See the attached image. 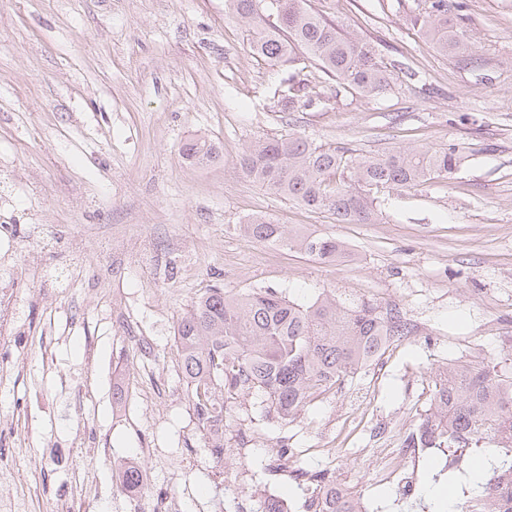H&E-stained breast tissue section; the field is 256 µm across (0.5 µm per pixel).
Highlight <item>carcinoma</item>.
Instances as JSON below:
<instances>
[{"label": "carcinoma", "mask_w": 512, "mask_h": 512, "mask_svg": "<svg viewBox=\"0 0 512 512\" xmlns=\"http://www.w3.org/2000/svg\"><path fill=\"white\" fill-rule=\"evenodd\" d=\"M229 16L243 29L249 50L275 65L289 66L301 51L343 87L365 96L393 84L374 46L342 32L307 7V0H227ZM448 0H418L411 22L441 55L463 58L471 45ZM274 15L278 24L266 22ZM310 106L304 87L288 78L281 110ZM464 147L423 144L368 156L319 144L306 134L266 138L242 153V173L266 189L312 210L327 212L343 224H370L377 216L371 193L379 188L405 189L446 179L457 171ZM185 159L207 165L217 146L198 136L182 146ZM259 243L300 251L318 261L339 258L346 243L315 233H291L282 224L254 217L239 225ZM410 324L396 309L382 310L368 301L341 299L323 291L307 303H296L267 288L229 294L214 286L196 295L175 331L181 369L191 385L190 401L209 433L224 429L228 400L253 392L263 396L267 412L286 421L304 410L336 382L355 373L385 350V337L405 336ZM489 361L450 364L434 381L431 407L406 437L408 448H465L474 439L495 445L488 470L467 472L465 512H502L489 491V479L512 483V376ZM302 495L323 500L321 512H345L336 500V481L322 471L295 469Z\"/></svg>", "instance_id": "carcinoma-1"}]
</instances>
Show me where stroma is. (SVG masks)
Segmentation results:
<instances>
[{
  "mask_svg": "<svg viewBox=\"0 0 512 512\" xmlns=\"http://www.w3.org/2000/svg\"><path fill=\"white\" fill-rule=\"evenodd\" d=\"M468 62L440 55L410 21L416 0H308L403 71L392 89H337L306 55L293 67L253 55L226 0H0V290L18 301L17 336L0 341V497L56 512H129L122 465L182 512H240L275 488L306 512L284 449L332 473L365 512H413L371 487L372 450L402 447L426 416L438 370L512 356V0H464ZM298 74L313 104L282 111ZM291 133L364 156L463 143L456 174L378 190L370 224H340L246 178L250 143ZM204 135L216 162L189 165ZM264 216L290 232L345 242L322 264L258 243L238 224ZM274 288L304 302L325 290L397 308L414 327L380 360L332 386L294 419L252 394L227 402L226 471L189 401L175 345L201 289ZM146 336L147 347L126 336ZM135 378L150 393L117 396ZM185 159L193 165H207L218 156L217 146L208 138L198 136L187 140L182 146Z\"/></svg>",
  "mask_w": 512,
  "mask_h": 512,
  "instance_id": "obj_1",
  "label": "stroma"
}]
</instances>
